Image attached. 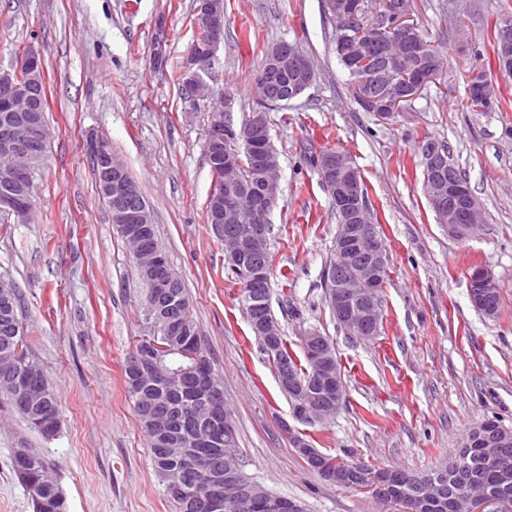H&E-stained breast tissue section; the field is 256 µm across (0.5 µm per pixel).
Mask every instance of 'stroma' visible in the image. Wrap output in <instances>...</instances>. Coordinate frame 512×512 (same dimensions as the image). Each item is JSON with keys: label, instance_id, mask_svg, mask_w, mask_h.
<instances>
[{"label": "stroma", "instance_id": "1", "mask_svg": "<svg viewBox=\"0 0 512 512\" xmlns=\"http://www.w3.org/2000/svg\"><path fill=\"white\" fill-rule=\"evenodd\" d=\"M502 3L416 0L412 19L445 68L383 121L347 88L323 0H225L224 41L203 97L175 81L198 35L196 0H0V69L27 50L39 54L51 129L35 174L34 221L0 211V274L23 296L27 344L61 411L59 431L45 438L0 410V512H33L11 469L17 448L37 449L53 465L69 512H174L125 389V360L148 333L143 284L98 194L92 137L109 143L150 205L224 380L245 471L268 490L305 501L310 512H403L372 488L322 480L295 439L342 459L423 471L447 462L483 418L512 428V78H493L502 111L460 105L475 52H491ZM281 41L297 45L314 77L287 107L267 113L281 191L271 215V306L292 345L310 332L333 340L347 390L333 417L311 425L280 392L205 222L211 116L226 95L234 123L256 109L254 75ZM428 139L446 142L467 175L482 213L472 237H452L436 221L418 152ZM323 148L359 171L390 257L382 324L368 339L337 325L321 286L337 224L332 195L304 153ZM476 266L501 289L496 319L470 302Z\"/></svg>", "mask_w": 512, "mask_h": 512}]
</instances>
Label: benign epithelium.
Here are the masks:
<instances>
[{
    "label": "benign epithelium",
    "instance_id": "7a95c632",
    "mask_svg": "<svg viewBox=\"0 0 512 512\" xmlns=\"http://www.w3.org/2000/svg\"><path fill=\"white\" fill-rule=\"evenodd\" d=\"M197 13L202 21L199 31L201 41L195 43L187 58L186 65L193 69L187 79V91L193 96H200L207 88L201 74L210 73L217 47L224 40V9L222 0H199ZM380 33H391L395 38L409 39L415 24L410 22V14L402 8H396L385 16L378 17L374 24ZM501 58L503 64L499 73L507 74L512 70L508 63L512 61V21L503 20L500 29ZM288 62L301 74L313 77L309 60L296 48H288ZM441 71L421 68L419 61L412 58L405 62L402 81L396 82V74L388 72L377 76L372 81H361L355 85L356 99L372 106L376 115L384 120L399 110L402 104L417 98L426 86L433 82ZM17 74L12 70L0 71V154L15 159L16 165L0 178L10 184L13 190L0 194V209H7L26 222L29 220L34 204L27 198L28 183L37 165L43 159L42 147L49 141L47 123L41 121L37 111L41 108V91L44 84L43 67L39 57L32 53L28 60V88L21 90L16 83ZM90 154L101 165L98 176L100 195L114 200L112 224L116 231L125 237L141 243L137 256L139 265L148 273L155 288V301L159 304L168 302L170 288L174 281L168 276V259L166 254L143 244L153 224L149 207L139 202L136 183L125 176V166L112 153L102 148V142L92 140L88 144ZM207 154L224 164L225 191L217 195L216 224L212 230L221 235L224 223L258 224L271 214L278 204L279 166L265 167L264 181L268 191L264 194L259 207H244L238 195L239 184L235 178L237 160L235 147L224 136V109L213 113L210 124V136L207 142ZM432 167V178L425 181V191L432 200L441 223L448 226V233L456 238L471 235L478 228L479 205L469 187L457 182L453 177L445 176L446 157L436 146L428 152ZM324 165L330 174L328 188L334 192L336 208L349 216V223L344 225L342 237L337 241V251L345 256L359 253L365 257V263L359 272L347 278H336L332 287L336 288V315L345 324L354 326L353 311L349 301L360 299L366 294L375 293L386 271L389 255L382 247L375 225L368 221L367 209L361 203V189L354 179L347 157L328 156ZM264 241V236L255 234L247 238L236 237L228 240V255L245 259L257 252ZM469 283L478 288H495L497 280L485 267H477L469 274ZM307 351L317 363L329 359V345L318 338L309 340ZM11 391L21 403L29 406L43 397L42 375L39 371L29 369L23 373L13 374ZM191 388L200 397L208 416L215 422L222 418L219 403L213 398L211 375L206 365L199 361L196 365ZM332 412V405L321 400L312 401L301 410V416L321 421ZM232 492L234 505L248 504L240 512H250L254 507L253 492L235 485L224 474L214 473L208 495L203 503L206 512H224V490ZM511 505L509 498L488 492L470 495L459 494L452 502V512H484V508L494 505Z\"/></svg>",
    "mask_w": 512,
    "mask_h": 512
}]
</instances>
